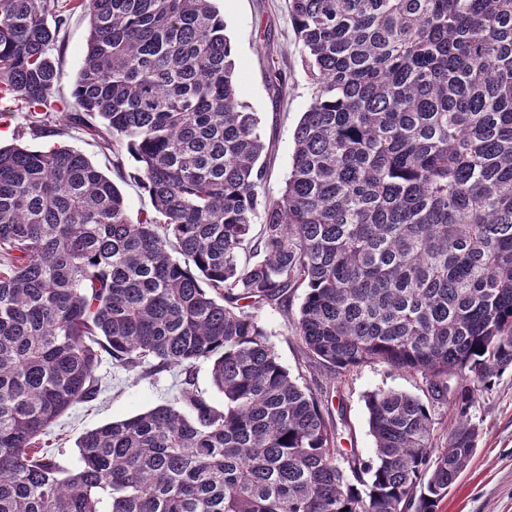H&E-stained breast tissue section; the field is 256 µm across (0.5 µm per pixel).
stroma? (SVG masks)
<instances>
[{"label":"stroma","mask_w":512,"mask_h":512,"mask_svg":"<svg viewBox=\"0 0 512 512\" xmlns=\"http://www.w3.org/2000/svg\"><path fill=\"white\" fill-rule=\"evenodd\" d=\"M216 6L224 16L226 33L234 46L239 100L257 113L261 135L275 147L266 184L267 193L275 198L280 195L291 168L294 130L310 102L289 3L288 0H217ZM89 32L87 16L76 9L71 11L59 33L54 59L60 77L53 97L56 106L66 113L78 110L74 88ZM271 50L280 52L288 64V92L281 98L273 96L265 78L263 56ZM0 144L44 151L60 147L78 150L109 178L127 174L121 189L131 216L152 209L148 193L129 179L135 171V161L126 154L115 157L84 126L55 122L50 132L40 135L28 127L21 102L0 98ZM256 320L294 379L303 385H321L327 396L342 399L345 420L338 427L339 447L356 449L367 459L373 457L375 443L368 425L367 393L385 388L416 394L420 391L419 378L381 365H368L350 375L334 377L313 368L283 312L267 306L257 312ZM98 374L103 392L93 401L72 407L38 439L40 447L49 449L62 466L75 464L76 441L85 432L171 402L178 394L180 371L176 368L151 376L125 372L106 360ZM469 419L480 433L477 453L440 502L438 512H512V371L504 373L489 391L477 396Z\"/></svg>","instance_id":"obj_1"}]
</instances>
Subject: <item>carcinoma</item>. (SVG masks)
I'll list each match as a JSON object with an SVG mask.
<instances>
[{"label":"carcinoma","instance_id":"1","mask_svg":"<svg viewBox=\"0 0 512 512\" xmlns=\"http://www.w3.org/2000/svg\"><path fill=\"white\" fill-rule=\"evenodd\" d=\"M69 2L90 23L75 95L153 211L132 220L76 150L0 147V512H437L477 450L470 406L512 370V0H290L310 103L276 199L214 0ZM66 22L59 0H0V94L35 132ZM301 288L291 328L319 367L421 379L367 396L372 459L256 321ZM106 356L178 368L180 393L63 468L35 441L97 397ZM211 361H200L194 369V377L196 387L199 391L205 393V396L215 406H221L223 403L222 396L216 392L211 384L210 377Z\"/></svg>","mask_w":512,"mask_h":512}]
</instances>
